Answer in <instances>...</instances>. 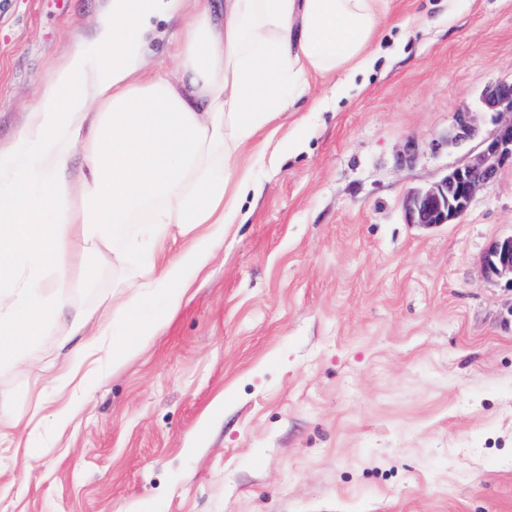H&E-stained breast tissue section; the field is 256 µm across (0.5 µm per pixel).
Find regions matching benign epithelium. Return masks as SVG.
Returning <instances> with one entry per match:
<instances>
[{
  "label": "benign epithelium",
  "instance_id": "benign-epithelium-1",
  "mask_svg": "<svg viewBox=\"0 0 512 512\" xmlns=\"http://www.w3.org/2000/svg\"><path fill=\"white\" fill-rule=\"evenodd\" d=\"M481 112L511 118L497 120L494 133L483 139L481 151L469 163L456 167L440 182L427 189L409 192L403 201L404 220L408 224L435 226L451 224L468 210L475 194L493 184L506 165L512 166V80L490 86L480 98ZM480 133L478 113L462 112L447 142L459 144ZM486 275L504 279L512 288V233L490 245L483 260Z\"/></svg>",
  "mask_w": 512,
  "mask_h": 512
}]
</instances>
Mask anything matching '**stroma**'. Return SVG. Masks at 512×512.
Instances as JSON below:
<instances>
[{
    "mask_svg": "<svg viewBox=\"0 0 512 512\" xmlns=\"http://www.w3.org/2000/svg\"><path fill=\"white\" fill-rule=\"evenodd\" d=\"M100 7L0 0L1 149ZM511 78L512 0H390L348 95L311 77L302 149L289 120L252 144L259 193L166 328L63 435L0 446V512H512V287L482 268L512 167L455 223L403 217L478 153L448 144L457 114ZM123 279L60 293L92 308ZM61 339L0 369L20 420Z\"/></svg>",
    "mask_w": 512,
    "mask_h": 512,
    "instance_id": "35a3bbf8",
    "label": "stroma"
}]
</instances>
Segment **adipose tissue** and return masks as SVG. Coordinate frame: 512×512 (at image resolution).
<instances>
[{
    "label": "adipose tissue",
    "instance_id": "ef3b65f1",
    "mask_svg": "<svg viewBox=\"0 0 512 512\" xmlns=\"http://www.w3.org/2000/svg\"><path fill=\"white\" fill-rule=\"evenodd\" d=\"M383 16V0H103L0 149V362L25 366L73 270L92 283L149 250L120 312L72 315L82 341L45 378L30 423L65 430L90 380L166 326L254 187L242 153L298 112L311 75L351 79ZM161 22L175 27L174 77L149 68ZM178 236L188 244L168 257Z\"/></svg>",
    "mask_w": 512,
    "mask_h": 512
}]
</instances>
